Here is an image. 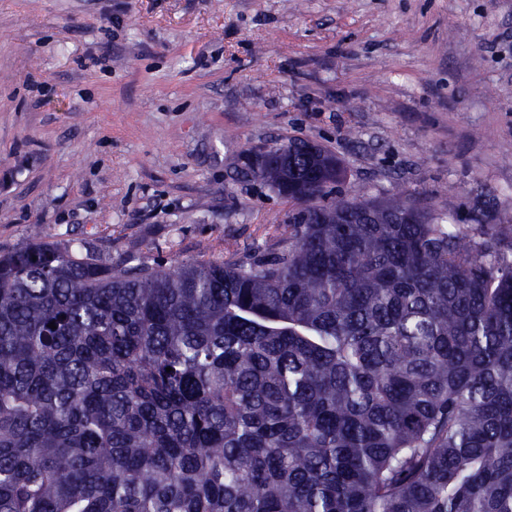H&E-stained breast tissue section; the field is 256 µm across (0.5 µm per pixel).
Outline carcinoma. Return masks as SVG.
<instances>
[{
  "mask_svg": "<svg viewBox=\"0 0 512 512\" xmlns=\"http://www.w3.org/2000/svg\"><path fill=\"white\" fill-rule=\"evenodd\" d=\"M249 169L300 207L275 248L0 255V512H512V224Z\"/></svg>",
  "mask_w": 512,
  "mask_h": 512,
  "instance_id": "carcinoma-1",
  "label": "carcinoma"
}]
</instances>
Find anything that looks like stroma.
Wrapping results in <instances>:
<instances>
[{
  "label": "stroma",
  "instance_id": "stroma-1",
  "mask_svg": "<svg viewBox=\"0 0 512 512\" xmlns=\"http://www.w3.org/2000/svg\"><path fill=\"white\" fill-rule=\"evenodd\" d=\"M294 141L333 197L512 224V0H0V253L274 247L295 206L245 156Z\"/></svg>",
  "mask_w": 512,
  "mask_h": 512
}]
</instances>
